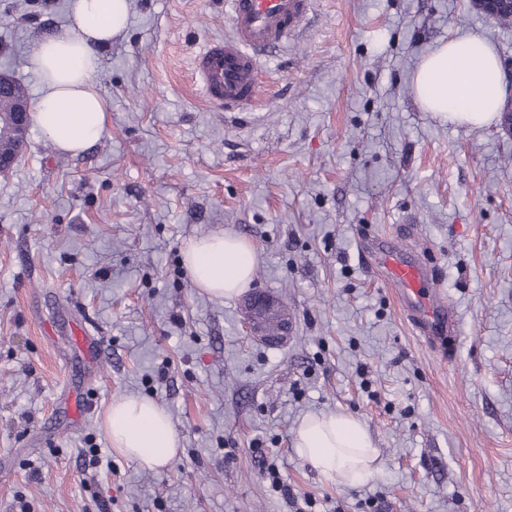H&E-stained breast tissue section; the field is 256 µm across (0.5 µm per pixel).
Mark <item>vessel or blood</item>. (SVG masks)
Masks as SVG:
<instances>
[{
  "label": "vessel or blood",
  "instance_id": "vessel-or-blood-1",
  "mask_svg": "<svg viewBox=\"0 0 512 512\" xmlns=\"http://www.w3.org/2000/svg\"><path fill=\"white\" fill-rule=\"evenodd\" d=\"M231 36L210 41L193 60V74L207 101L229 109L256 102L261 76L259 52L285 46L306 25L311 0H225ZM371 274L391 289L403 315L427 340H456L459 324L441 297L434 272L405 259L382 237L362 240Z\"/></svg>",
  "mask_w": 512,
  "mask_h": 512
}]
</instances>
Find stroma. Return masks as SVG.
I'll return each instance as SVG.
<instances>
[{
	"mask_svg": "<svg viewBox=\"0 0 512 512\" xmlns=\"http://www.w3.org/2000/svg\"><path fill=\"white\" fill-rule=\"evenodd\" d=\"M69 0H0V72L37 100L29 62L69 28ZM482 34L512 96V27L472 0H312L262 62L249 109L209 104L192 59L231 33L224 0H131L100 54L102 139L59 153L30 129L0 174V512H512V135L451 125L412 90L419 60ZM225 231L258 254L251 290L288 307L293 337L242 331L241 301L182 263ZM416 251L460 335L418 336L362 265L358 236ZM99 338L80 354L73 322ZM93 407L74 422L70 402ZM165 408L181 444L163 469L116 453L114 400ZM365 425L379 469L322 480L292 448L303 418ZM101 449L111 468L88 464Z\"/></svg>",
	"mask_w": 512,
	"mask_h": 512,
	"instance_id": "35a3bbf8",
	"label": "stroma"
}]
</instances>
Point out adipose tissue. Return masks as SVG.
Listing matches in <instances>:
<instances>
[{
	"label": "adipose tissue",
	"mask_w": 512,
	"mask_h": 512,
	"mask_svg": "<svg viewBox=\"0 0 512 512\" xmlns=\"http://www.w3.org/2000/svg\"><path fill=\"white\" fill-rule=\"evenodd\" d=\"M129 0H71L72 34L36 42L29 61L41 84L33 120L68 155L83 153L103 136L108 113L94 82L100 50L126 27ZM412 88L421 107L452 124L491 123L504 85L501 62L481 35L467 33L441 44L420 62ZM183 264L211 297L239 295L252 279L257 252L246 239L224 232L188 242ZM105 428L113 449L149 469L167 466L178 434L165 409L143 398L112 403ZM296 455L326 481L357 486L377 470L378 450L365 426L350 415H311L294 438Z\"/></svg>",
	"instance_id": "ef3b65f1"
}]
</instances>
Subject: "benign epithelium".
<instances>
[{"label": "benign epithelium", "mask_w": 512, "mask_h": 512, "mask_svg": "<svg viewBox=\"0 0 512 512\" xmlns=\"http://www.w3.org/2000/svg\"><path fill=\"white\" fill-rule=\"evenodd\" d=\"M477 4L494 17L512 13V0H477ZM0 124L11 127L19 143H24L31 124V106L21 104L7 115L0 114ZM242 308L246 336L266 345L288 341L290 322L283 312L280 298L263 291L253 292L244 299Z\"/></svg>", "instance_id": "benign-epithelium-1"}]
</instances>
